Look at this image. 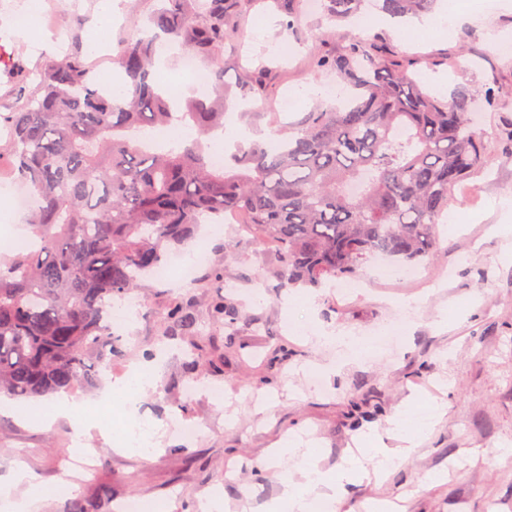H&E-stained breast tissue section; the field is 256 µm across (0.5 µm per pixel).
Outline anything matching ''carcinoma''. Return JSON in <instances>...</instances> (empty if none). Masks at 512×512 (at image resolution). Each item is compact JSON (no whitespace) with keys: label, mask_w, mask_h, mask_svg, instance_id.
Instances as JSON below:
<instances>
[{"label":"carcinoma","mask_w":512,"mask_h":512,"mask_svg":"<svg viewBox=\"0 0 512 512\" xmlns=\"http://www.w3.org/2000/svg\"><path fill=\"white\" fill-rule=\"evenodd\" d=\"M259 2L157 0L143 22L153 36L123 41L115 56L125 78L120 97L101 91L80 51L46 59L31 94L0 115L8 136L0 153L37 198L28 214L33 244L0 256V394L44 397L93 384L125 355L112 333V297L132 294L205 215H235L252 227L253 241L276 243L280 288L352 276L371 255L408 265L436 256L451 191L486 150L485 134L471 124L475 99L464 92L438 100L398 61L355 38L311 61L349 85L343 105L273 129L224 169L210 167L208 140L224 129L228 108L265 87V70L224 81L226 55L237 52ZM270 2L285 29L300 24L301 0ZM436 2L323 0L322 16L344 22L375 8L406 17ZM160 38L208 61L209 97L178 107L167 99L153 71ZM175 123L193 136L166 151L136 138ZM400 128L407 138L396 136ZM360 178L363 191L349 193ZM209 314L230 329L239 309L221 294ZM164 319L162 343L198 329L194 305L180 298Z\"/></svg>","instance_id":"1"}]
</instances>
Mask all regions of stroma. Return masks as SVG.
I'll return each instance as SVG.
<instances>
[{"label": "stroma", "mask_w": 512, "mask_h": 512, "mask_svg": "<svg viewBox=\"0 0 512 512\" xmlns=\"http://www.w3.org/2000/svg\"><path fill=\"white\" fill-rule=\"evenodd\" d=\"M46 2L56 15L58 41L39 47L12 36L0 40L2 114L31 91L28 75L44 58L90 44L88 29L100 0ZM461 14L454 26L436 33L404 35L379 17L362 32L438 96L492 92L506 102L480 112V129L490 137L484 163L453 189L448 222L439 229L440 253L419 278L388 280L368 261L359 270L362 286L349 299L333 288L288 291L271 275L273 246L246 243L229 261L226 245L240 239V225H202L197 238L177 252L183 259L206 252L195 283L145 280L140 293L149 306L134 311L125 356L75 395L98 406L107 385L152 351L157 386L141 398L138 417L162 427L176 413L207 422L206 435L192 443L169 435L154 456L143 458L114 450L98 432L78 435L63 418L42 426L0 416V476L22 463L47 485L61 484L68 450L79 438L96 451L94 476L48 499L41 512H117L129 497L157 502L165 512H193L199 497L218 489L261 512L279 496L282 474L294 469L292 460L272 456L286 438L305 431L318 442L323 466L336 471L360 434L377 432L383 448H398L391 418L408 399L422 413L436 399L444 414L416 452L396 461L387 480L364 479L350 487L339 512H367L385 500L397 501L404 512H512V236L491 231L506 221L497 202L512 199V60L497 51L498 41L512 40V0H466ZM277 16L267 0L257 5L239 50L241 68H270L266 112L244 116L232 110L226 117L257 133L270 121L285 127L327 107L328 99L303 100L297 92L337 81L310 66L319 43L300 31L282 33ZM492 32L498 41L489 40ZM277 43L288 45L289 54L273 52ZM285 99L290 105L283 110L279 103ZM221 264L229 279L261 295L256 302L242 301L229 349L207 307L212 288L206 275ZM186 296L196 300L199 334L161 350L163 304ZM404 301L413 302L414 310L401 341L367 351L364 360L304 340L323 330L373 335L391 323ZM192 361L206 372L208 386L223 388L222 404L184 397Z\"/></svg>", "instance_id": "stroma-1"}]
</instances>
